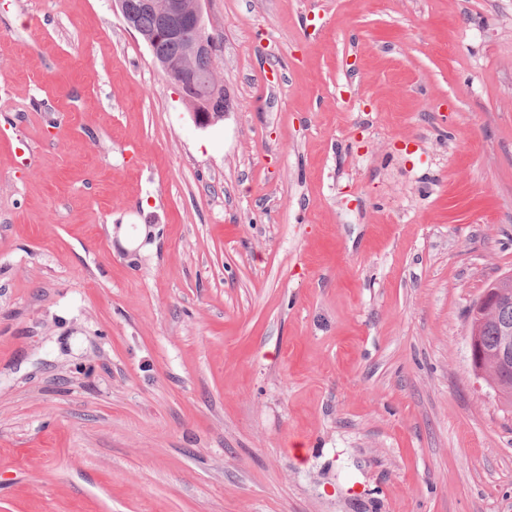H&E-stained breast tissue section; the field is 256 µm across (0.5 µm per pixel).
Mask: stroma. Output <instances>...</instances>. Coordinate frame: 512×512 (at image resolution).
<instances>
[{"label": "stroma", "mask_w": 512, "mask_h": 512, "mask_svg": "<svg viewBox=\"0 0 512 512\" xmlns=\"http://www.w3.org/2000/svg\"><path fill=\"white\" fill-rule=\"evenodd\" d=\"M203 9L207 127L113 0H0V512H512V0ZM212 84L217 88V103L214 104V106L219 105L222 107V109H224V112H191L194 122L202 127L209 126L222 119L229 111L231 105L229 99L224 94V87L219 85L217 80H215ZM511 280V282H510ZM495 288L487 289L469 311V335L472 336L470 345V358L477 374L485 377L478 367L484 361L486 353L477 339L478 331L484 317L496 322L500 337L497 341V327L494 323L487 324L482 331V342L488 349L489 357L494 365L498 381L502 385L512 384V320L509 318V309L502 297L507 293L504 288H512V278L502 276L494 281ZM511 284V287H510Z\"/></svg>", "instance_id": "stroma-1"}]
</instances>
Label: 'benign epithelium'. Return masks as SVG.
<instances>
[{
    "label": "benign epithelium",
    "instance_id": "1",
    "mask_svg": "<svg viewBox=\"0 0 512 512\" xmlns=\"http://www.w3.org/2000/svg\"><path fill=\"white\" fill-rule=\"evenodd\" d=\"M116 7L125 26L136 33H141L137 23V15L141 10L157 12L162 18L161 30L169 39L183 42L187 47L184 71L188 75L193 92L202 94L211 85L209 75L191 69L193 61L211 58L216 54L217 43L205 24L202 23L203 0H139L131 5L127 0H115ZM230 109V101L224 100L222 112H194V122L202 127L209 126L225 116ZM512 286V278L502 276L495 280L494 287L487 289L469 311V335L472 336L470 358L475 372L485 357H490L498 381L502 385L512 384V319L503 296L506 288ZM496 322L500 337L490 352H485L477 339L481 322L484 318Z\"/></svg>",
    "mask_w": 512,
    "mask_h": 512
}]
</instances>
